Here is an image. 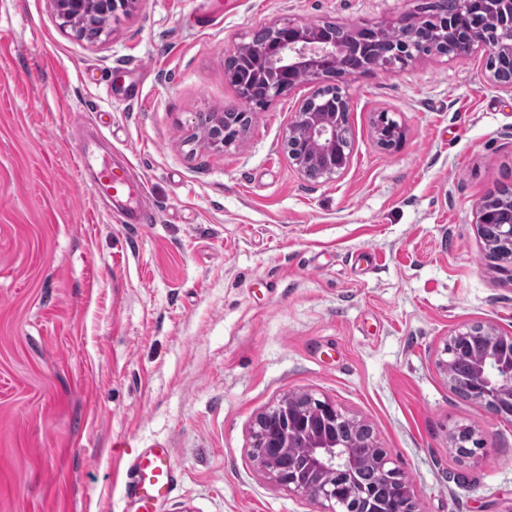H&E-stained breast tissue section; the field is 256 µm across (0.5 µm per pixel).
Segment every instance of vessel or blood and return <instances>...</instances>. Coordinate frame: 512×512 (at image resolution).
<instances>
[{"instance_id":"obj_1","label":"vessel or blood","mask_w":512,"mask_h":512,"mask_svg":"<svg viewBox=\"0 0 512 512\" xmlns=\"http://www.w3.org/2000/svg\"><path fill=\"white\" fill-rule=\"evenodd\" d=\"M97 191L119 199L132 195L133 183L125 169L102 166ZM176 467L165 448H152L135 456L124 485L126 498L134 500L140 512H154L156 501L167 498L174 487Z\"/></svg>"}]
</instances>
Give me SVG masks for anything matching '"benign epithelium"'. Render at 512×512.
Here are the masks:
<instances>
[{"instance_id":"1","label":"benign epithelium","mask_w":512,"mask_h":512,"mask_svg":"<svg viewBox=\"0 0 512 512\" xmlns=\"http://www.w3.org/2000/svg\"><path fill=\"white\" fill-rule=\"evenodd\" d=\"M63 24L75 31L106 30L121 15L131 14L138 0H51ZM324 22L275 19L264 25L270 36L256 52L252 42H241L225 61L238 63L254 54L265 62L256 72L268 81L266 101H272L297 85H314L310 96L297 108L284 145L289 158L306 178L330 180L343 174L351 163L348 115L350 100L340 85L362 73V66L349 70L340 65L348 48L326 31ZM341 30V26L332 28ZM354 36L369 43L374 53L373 70L395 72L413 60L440 47L444 55L469 56L482 51L490 85L512 89V0H456V8L441 19L405 15L397 25L384 28L352 27ZM254 120L255 113L232 105L205 115L209 144L226 146L242 135L241 121ZM377 142L385 149L402 147L404 128L389 113H377ZM477 223L488 257L496 263L502 281L512 285V194L486 195L476 205ZM492 235L485 236V229ZM479 336L480 348L470 358V377L462 388L464 398L476 403L500 421L512 422V363L504 353L512 349V335L476 323L449 337L444 353L460 337ZM312 409L325 419L341 420L357 428L365 424L348 417L336 405L310 393L290 394L256 420L253 439H266L267 453L255 455L259 467L298 495L319 499L324 512H339L350 498H362L375 512H422L412 482L391 466L390 453L375 443L341 444L304 420L303 410ZM364 470L373 472L375 483L388 488L386 502L375 501L372 488L358 479Z\"/></svg>"}]
</instances>
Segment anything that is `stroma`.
I'll return each mask as SVG.
<instances>
[{
  "mask_svg": "<svg viewBox=\"0 0 512 512\" xmlns=\"http://www.w3.org/2000/svg\"><path fill=\"white\" fill-rule=\"evenodd\" d=\"M424 2L140 0L89 42L51 0H0V512H122L148 448L177 467L157 512H322L253 458L292 392L369 425L423 512H512V424L438 367L465 326L512 333L475 219L512 185V92L483 55L351 77V164L327 182L283 143L311 84L230 146L198 126L238 103L224 58L269 21L387 27ZM104 163L130 166L154 223L95 193ZM374 132L378 144L388 150L400 149L406 139L404 128L385 111L377 113Z\"/></svg>",
  "mask_w": 512,
  "mask_h": 512,
  "instance_id": "obj_1",
  "label": "stroma"
}]
</instances>
